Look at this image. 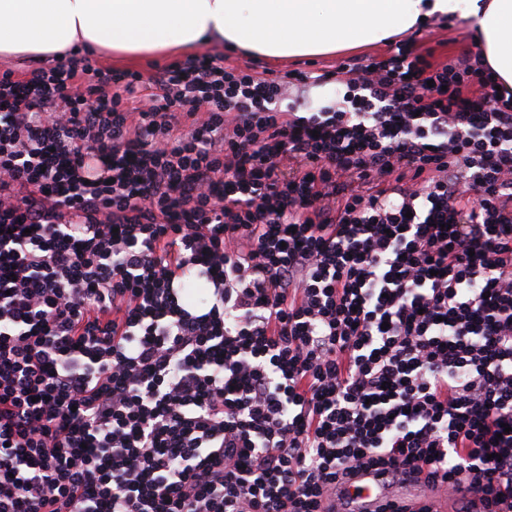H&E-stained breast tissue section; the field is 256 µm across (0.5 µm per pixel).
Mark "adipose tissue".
I'll return each mask as SVG.
<instances>
[{
	"label": "adipose tissue",
	"instance_id": "obj_1",
	"mask_svg": "<svg viewBox=\"0 0 512 512\" xmlns=\"http://www.w3.org/2000/svg\"><path fill=\"white\" fill-rule=\"evenodd\" d=\"M448 15L471 23L512 90V0H0V57H140L224 42L266 57L324 56Z\"/></svg>",
	"mask_w": 512,
	"mask_h": 512
}]
</instances>
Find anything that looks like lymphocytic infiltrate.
Wrapping results in <instances>:
<instances>
[{
    "mask_svg": "<svg viewBox=\"0 0 512 512\" xmlns=\"http://www.w3.org/2000/svg\"><path fill=\"white\" fill-rule=\"evenodd\" d=\"M433 56L0 73V512H512V95ZM345 91V86L331 79L321 82L317 86H292L288 88V100L286 101L299 97L310 102L313 109L318 110L330 105L338 96L342 97ZM362 493L356 498V512H373L374 503L389 495L387 489L372 479L365 477L361 482ZM419 485H423L426 487H422ZM413 489H415L414 493L417 495H426L428 497L426 498H402L409 502H416L420 500H427L432 502L434 506V510L436 512H449L448 510V490L447 492L444 490V488L438 484H430L427 485L425 483H419L414 485H409ZM429 488V489H428ZM447 506V508H446Z\"/></svg>",
    "mask_w": 512,
    "mask_h": 512,
    "instance_id": "f902f5d3",
    "label": "lymphocytic infiltrate"
}]
</instances>
